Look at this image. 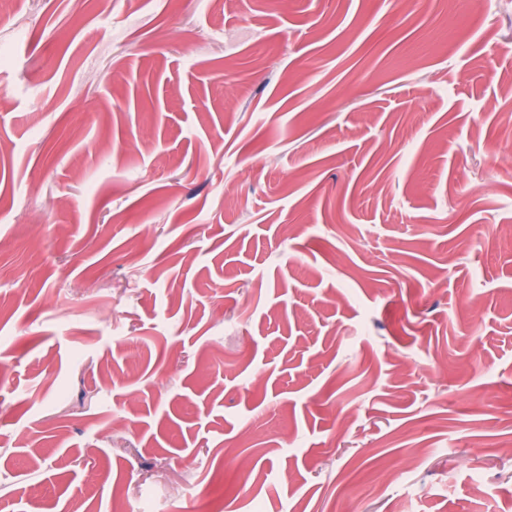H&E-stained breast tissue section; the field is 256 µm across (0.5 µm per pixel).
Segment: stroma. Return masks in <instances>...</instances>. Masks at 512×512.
<instances>
[{
    "label": "stroma",
    "mask_w": 512,
    "mask_h": 512,
    "mask_svg": "<svg viewBox=\"0 0 512 512\" xmlns=\"http://www.w3.org/2000/svg\"><path fill=\"white\" fill-rule=\"evenodd\" d=\"M0 512H512V0H0Z\"/></svg>",
    "instance_id": "1"
}]
</instances>
